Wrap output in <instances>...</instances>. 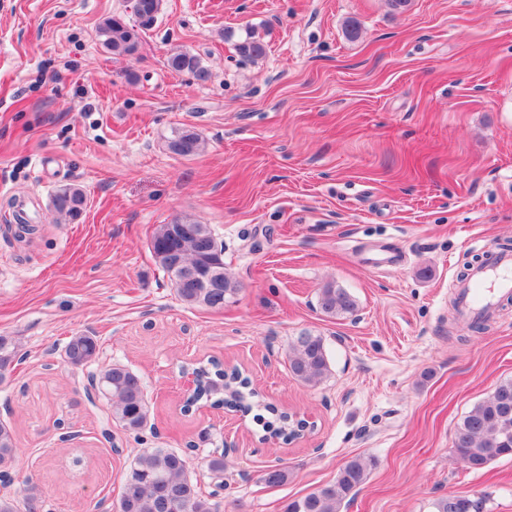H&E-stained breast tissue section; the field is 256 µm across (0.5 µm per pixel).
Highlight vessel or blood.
I'll return each mask as SVG.
<instances>
[{
	"mask_svg": "<svg viewBox=\"0 0 512 512\" xmlns=\"http://www.w3.org/2000/svg\"><path fill=\"white\" fill-rule=\"evenodd\" d=\"M484 258L459 285L460 308L469 317L491 318L498 301L512 295V248L484 247Z\"/></svg>",
	"mask_w": 512,
	"mask_h": 512,
	"instance_id": "1",
	"label": "vessel or blood"
}]
</instances>
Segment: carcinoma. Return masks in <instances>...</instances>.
<instances>
[{"label":"carcinoma","mask_w":512,"mask_h":512,"mask_svg":"<svg viewBox=\"0 0 512 512\" xmlns=\"http://www.w3.org/2000/svg\"><path fill=\"white\" fill-rule=\"evenodd\" d=\"M162 0H132L135 21L122 16L106 19L98 28L104 48L115 55L133 56L140 42V33L151 26L161 11ZM239 53L248 59L266 55L263 41L249 36L238 44ZM175 73H187L199 82L210 79L201 59L180 51L167 59ZM169 150L190 158L198 154L201 137L192 128H181L168 141ZM87 206L84 192L72 186L57 190L52 207L64 220H78ZM151 252L172 281L179 299L189 306L222 309L233 302L239 285L223 274V249L219 248L209 225L196 222L189 215L162 224L150 242ZM193 269L201 278L221 271L211 288L183 280L184 270ZM318 306L328 317L351 314L357 309L356 299L344 288L329 284L320 290ZM100 344L92 334L71 337L64 346V360L72 366H84L98 356ZM17 347L9 336H0V383L14 370ZM288 370L298 381L308 385L321 384L330 374V361L323 338L304 333L288 348ZM197 375L196 396L186 402L184 410L205 400L214 406L233 405L244 413L259 403V394L250 388L248 377L231 372L222 364L210 361L193 368ZM98 392L112 404V419L128 431L143 429L149 420V407L142 379L126 365L112 363L100 371L95 380ZM265 409L272 419L262 417L263 430L288 441L294 437L297 424L292 416L271 405ZM453 448L457 459L468 469L480 471L502 457H512V379L502 381L496 390L481 401L457 424ZM15 460V441L11 428L0 423V473L9 472ZM369 463L361 456L349 459L340 469L336 481L318 487L308 494L288 501L285 512H341L343 501L356 492L367 478ZM189 461L185 455L168 448L143 449L129 471L125 491L117 504V512H218L216 503L203 495L198 483L188 475ZM481 509L473 506L472 496L456 495L440 498L435 512H488V495L480 497ZM45 499L36 490L23 501L5 493L0 495V512H44Z\"/></svg>","instance_id":"1"}]
</instances>
